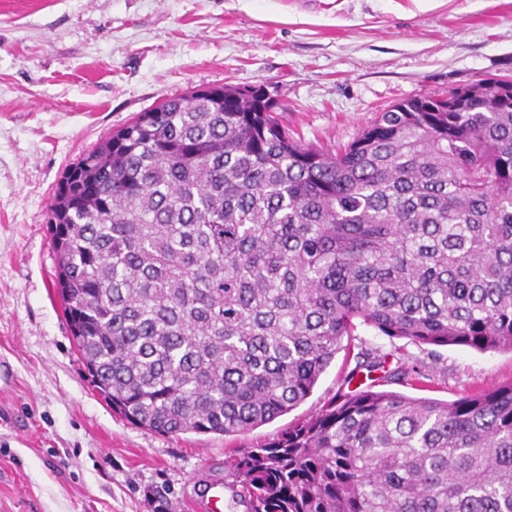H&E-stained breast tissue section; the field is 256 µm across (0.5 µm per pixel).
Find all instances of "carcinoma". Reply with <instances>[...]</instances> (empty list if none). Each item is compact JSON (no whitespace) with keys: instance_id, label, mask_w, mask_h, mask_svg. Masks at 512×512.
Masks as SVG:
<instances>
[{"instance_id":"1","label":"carcinoma","mask_w":512,"mask_h":512,"mask_svg":"<svg viewBox=\"0 0 512 512\" xmlns=\"http://www.w3.org/2000/svg\"><path fill=\"white\" fill-rule=\"evenodd\" d=\"M512 88L490 77L293 139L262 89L190 91L54 192L53 285L93 387L163 435L238 436L299 406L370 327L512 351ZM361 369L430 375L360 349ZM247 512H512V382L454 401L368 387L232 456Z\"/></svg>"}]
</instances>
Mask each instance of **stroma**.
I'll list each match as a JSON object with an SVG mask.
<instances>
[{"label": "stroma", "instance_id": "stroma-1", "mask_svg": "<svg viewBox=\"0 0 512 512\" xmlns=\"http://www.w3.org/2000/svg\"><path fill=\"white\" fill-rule=\"evenodd\" d=\"M512 75V0H0V512H193L234 449L315 414L336 356L291 412L242 436L161 435L90 386L53 287L63 172L137 113L192 90L263 88L295 139L349 143L395 103ZM366 348L429 370L444 401L512 381V352Z\"/></svg>", "mask_w": 512, "mask_h": 512}]
</instances>
